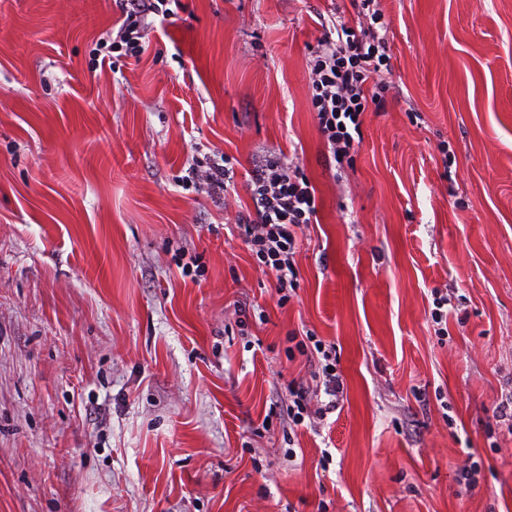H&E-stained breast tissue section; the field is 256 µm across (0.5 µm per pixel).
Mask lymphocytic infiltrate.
<instances>
[{
  "label": "lymphocytic infiltrate",
  "mask_w": 512,
  "mask_h": 512,
  "mask_svg": "<svg viewBox=\"0 0 512 512\" xmlns=\"http://www.w3.org/2000/svg\"><path fill=\"white\" fill-rule=\"evenodd\" d=\"M170 0H149L123 8L109 52L138 59L146 51L144 31L148 14L171 19ZM330 27L309 69L310 103L318 130L335 165L349 164L363 142L364 114L370 106H382L385 85L383 71L389 70L388 32L390 22L378 7V0H358L356 17L329 15ZM234 163L229 155H204L190 167L189 181L198 191L226 194L234 184ZM247 188L251 200L239 214L235 227L262 271L273 273L280 303H288L299 288L295 260L305 227L316 223V188L297 163L271 156L249 172ZM300 355L315 352L320 357L319 383L329 400L314 406L304 386L293 389L294 425L320 419L336 406L342 396L344 379L336 369L335 344L302 334L296 344Z\"/></svg>",
  "instance_id": "lymphocytic-infiltrate-1"
}]
</instances>
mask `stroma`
<instances>
[{"mask_svg":"<svg viewBox=\"0 0 512 512\" xmlns=\"http://www.w3.org/2000/svg\"><path fill=\"white\" fill-rule=\"evenodd\" d=\"M380 5L336 170L308 64L353 0H179L110 66L119 0H0V512H512V0ZM213 151L223 199L183 185ZM270 153L321 201L283 306L231 233ZM307 329L345 388L297 428Z\"/></svg>","mask_w":512,"mask_h":512,"instance_id":"35a3bbf8","label":"stroma"}]
</instances>
